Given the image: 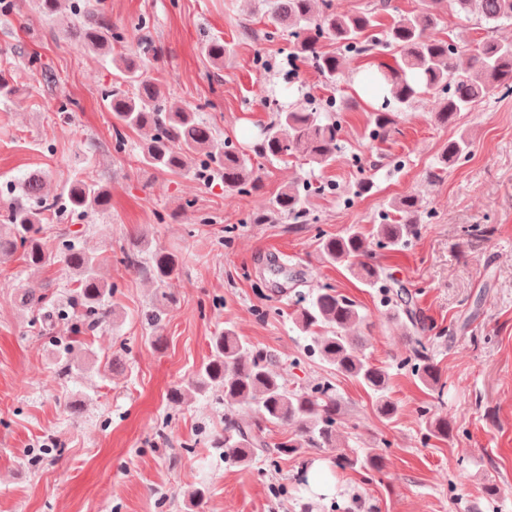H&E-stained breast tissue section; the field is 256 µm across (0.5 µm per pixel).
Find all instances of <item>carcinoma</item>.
I'll list each match as a JSON object with an SVG mask.
<instances>
[{"label": "carcinoma", "mask_w": 512, "mask_h": 512, "mask_svg": "<svg viewBox=\"0 0 512 512\" xmlns=\"http://www.w3.org/2000/svg\"><path fill=\"white\" fill-rule=\"evenodd\" d=\"M266 2L274 29L288 33L293 53L330 83L336 81L345 54L373 56L391 51L392 62L379 63L373 76L374 87L382 98L380 107L371 112L374 136L378 138L385 139L396 131V115L389 110L393 103L408 106L421 95L433 92L441 97L436 120L446 124L494 90L512 95V42L493 37L482 40L462 65L458 63V47L436 35L441 16L450 6L465 14L475 12L490 24L512 19V0H424L421 9L398 14L385 26L379 14L390 7L391 0H374L350 14L336 12L333 0ZM81 14L83 21L76 27L81 44L88 50L111 55L114 32L110 20L87 3ZM323 40L335 42L343 53L322 51ZM203 51L213 63L222 65L229 48L224 40L213 38L203 45ZM155 53L154 45L143 39L131 54L112 58L115 81L104 99L112 114L116 147L124 146L125 130L131 128L145 134L139 162L147 167L171 174L191 172L200 179L215 176L224 183L225 190L239 194L260 190L261 176L238 148L217 139L196 113L170 102L148 75L147 61ZM273 110L274 120L258 134L256 151L260 155L274 159L303 157L320 167L336 161L341 132L336 121L323 119L316 109L285 110L275 104ZM471 146L469 134H460L444 146L440 163L446 167L467 158ZM45 184L41 172L29 173L20 187L21 199L12 201L0 214V260L20 253L33 271L53 260L60 262L75 285L69 297L70 307L81 313L85 330L93 332L104 323L114 322L112 298L117 285L100 277L101 254L78 247L66 234L59 235L56 250L49 249L43 217L47 213L77 217L94 214L108 207L110 195L89 177L66 182L51 196L44 193ZM389 208L396 219L377 225V247L396 250L418 234L424 211L412 194L394 198ZM276 215L285 216L294 224L309 223L307 190L295 182L288 184L269 199L264 213L251 216L250 221L260 224ZM320 240L326 261L343 265L363 285L382 289L393 316L412 325L413 358L407 364L426 388L443 392L429 338L421 335L423 329L413 298L397 281L383 276L361 228L352 225L341 236H322ZM133 246L150 255L148 273L155 288L149 317L157 323L161 312L175 302L168 282L177 272V259L170 253L152 250L145 233L135 237ZM46 301L41 289L26 288L20 293V304L25 309L41 307ZM297 305L295 321L311 335L308 353L376 395L378 412L392 420L398 408L387 397L389 373L371 363L362 351L359 337L350 334L352 327L367 319L361 306L332 286L299 295ZM274 362V355L246 342L227 324L211 337L206 362L193 377L169 393L170 399L184 401L213 390L225 404L253 411L252 424L244 426L230 419L224 425V435L212 443V447L222 449L224 461L230 464L248 465L260 456L298 455L308 448L337 447L341 406L334 386L325 381L306 391L290 390L279 381ZM59 363L60 374L65 376L83 375L92 369L88 357L71 349L64 350ZM271 425H290L294 434L272 447L267 441ZM335 463L341 469L358 467L368 473L383 468L381 456L372 452L362 457L340 453Z\"/></svg>", "instance_id": "carcinoma-1"}]
</instances>
